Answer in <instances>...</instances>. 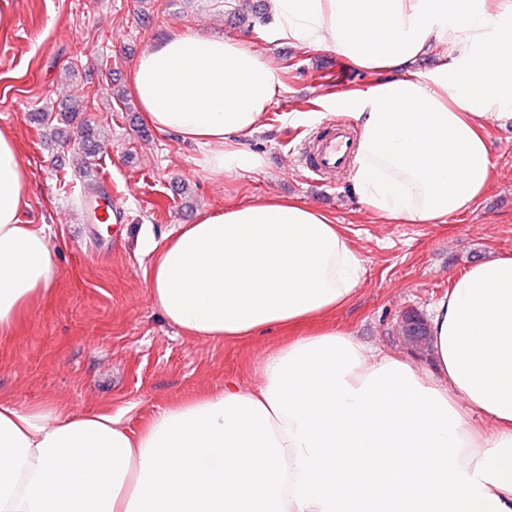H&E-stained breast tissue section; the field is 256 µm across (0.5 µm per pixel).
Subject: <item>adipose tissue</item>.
<instances>
[{
  "instance_id": "ef3b65f1",
  "label": "adipose tissue",
  "mask_w": 512,
  "mask_h": 512,
  "mask_svg": "<svg viewBox=\"0 0 512 512\" xmlns=\"http://www.w3.org/2000/svg\"><path fill=\"white\" fill-rule=\"evenodd\" d=\"M269 12L277 39L374 74L324 101L360 130L352 188L372 213L437 224L472 208L490 178L482 130L512 119V0H269ZM441 46L451 60L421 70ZM130 80L147 122L196 147L210 177L262 169L245 141L283 86L249 42L176 32ZM28 184L0 132L1 336L56 280L45 226L20 219ZM363 273L324 212L269 197L179 225L147 286L186 337L224 341L332 315ZM429 335L423 373L331 325L277 348L256 384L137 431L119 414L0 398V512H426L446 485L437 512H512V254L454 278Z\"/></svg>"
}]
</instances>
